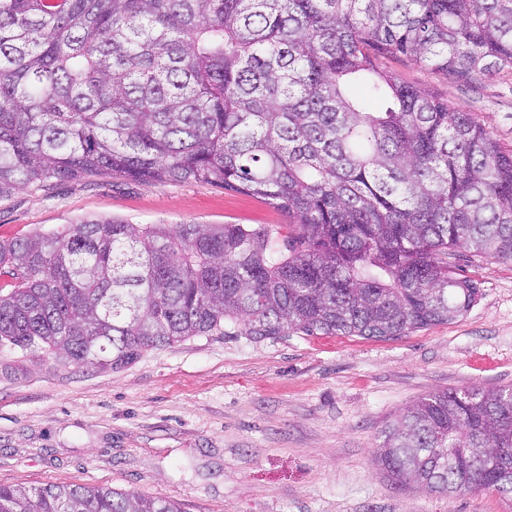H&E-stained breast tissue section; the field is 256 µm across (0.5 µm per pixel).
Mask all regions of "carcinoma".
I'll return each mask as SVG.
<instances>
[{"instance_id":"cac0c4a2","label":"carcinoma","mask_w":512,"mask_h":512,"mask_svg":"<svg viewBox=\"0 0 512 512\" xmlns=\"http://www.w3.org/2000/svg\"><path fill=\"white\" fill-rule=\"evenodd\" d=\"M389 55L465 83L512 71V0H0V199L108 173L290 220L0 240V346L118 370L194 336L393 339L463 316L458 253L512 263V150ZM375 457L405 488L512 494V388L419 398ZM0 512L181 510L0 484Z\"/></svg>"}]
</instances>
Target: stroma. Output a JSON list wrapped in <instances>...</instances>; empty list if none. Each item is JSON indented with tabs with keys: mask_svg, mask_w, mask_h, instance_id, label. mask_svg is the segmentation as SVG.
I'll list each match as a JSON object with an SVG mask.
<instances>
[{
	"mask_svg": "<svg viewBox=\"0 0 512 512\" xmlns=\"http://www.w3.org/2000/svg\"><path fill=\"white\" fill-rule=\"evenodd\" d=\"M380 65L473 113L512 149L511 73L470 86L404 56ZM112 217L288 221L214 186L100 174L0 199V239ZM457 264L479 288L470 309L394 339L195 336L114 371L0 347V484L109 487L174 500L182 512H512L490 489L399 488L375 458L386 422L418 398L512 388V263Z\"/></svg>",
	"mask_w": 512,
	"mask_h": 512,
	"instance_id": "obj_1",
	"label": "stroma"
}]
</instances>
